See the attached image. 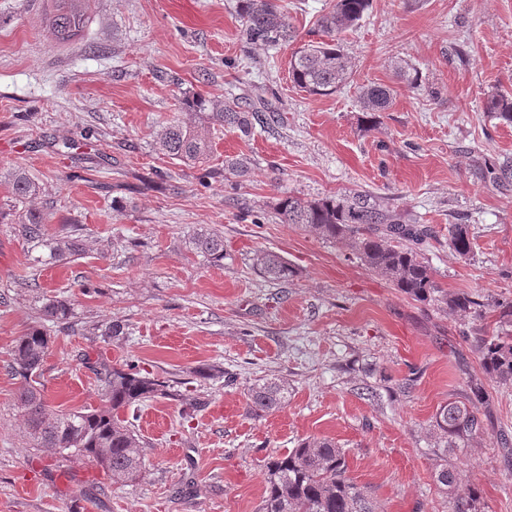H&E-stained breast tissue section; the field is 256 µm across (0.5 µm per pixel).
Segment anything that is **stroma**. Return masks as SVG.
<instances>
[{"mask_svg": "<svg viewBox=\"0 0 512 512\" xmlns=\"http://www.w3.org/2000/svg\"><path fill=\"white\" fill-rule=\"evenodd\" d=\"M328 3L282 0L299 43L321 40ZM241 25L234 0H93L83 35L60 44L42 0H0V173L20 166L42 182L50 234L82 248L46 261L0 223V512H257L267 462L313 437L348 449L376 512L450 510L433 480L434 415L481 375L460 317L392 288L351 246L281 223L274 205L370 191L432 229L426 258L445 291L512 299V179L499 176L512 170V124L483 110L492 91L512 90V0H372L343 43L351 79L329 96L293 87L291 47L244 48ZM373 83L394 103L371 130L359 91ZM249 90L269 102L268 126L221 129L196 167L157 152L163 126L191 119L183 93ZM241 157L251 164L238 177L224 162ZM452 224L468 225L469 258L449 246ZM202 230L223 237V262L187 250ZM260 250L295 276L265 279ZM51 297L72 317L50 328V408L105 407L94 369L125 361L203 403L189 420L160 396L124 411L145 444L138 481L58 466L25 443L7 366ZM114 319L123 338L90 334ZM258 379L287 390L261 417L244 393ZM485 394L484 434L448 464L479 488L477 512H512L497 442L512 436V386Z\"/></svg>", "mask_w": 512, "mask_h": 512, "instance_id": "35a3bbf8", "label": "stroma"}]
</instances>
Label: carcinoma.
<instances>
[{
  "instance_id": "carcinoma-1",
  "label": "carcinoma",
  "mask_w": 512,
  "mask_h": 512,
  "mask_svg": "<svg viewBox=\"0 0 512 512\" xmlns=\"http://www.w3.org/2000/svg\"><path fill=\"white\" fill-rule=\"evenodd\" d=\"M46 27L53 39L66 44L80 36L92 16L91 0H44ZM370 6V0H330L328 10L318 19L328 37L294 51L288 72L294 86L312 96H327L344 86L352 73L340 36L357 27ZM242 22L240 38L246 45L275 48L295 39V32L279 0H236ZM361 109L373 127L377 115L393 104V91L382 85L361 88ZM187 112L201 115L202 122L187 125L171 122L157 135V149L171 159L200 163L211 152L213 121L222 127L251 133L254 125L271 119L267 101L243 95L231 101L215 94L194 92L183 96ZM484 111L512 123V93L488 95ZM5 184L12 209L10 223L19 225L20 236L35 247L49 251V258L65 260L80 251L79 241L70 236L49 234L47 215L33 205L45 191L26 169L16 167ZM275 214L284 224H300L320 237L349 243L356 258L368 269L386 277L392 287L416 302L443 301L461 317L481 318L490 308L501 323L512 324V301L492 303L481 295H448L436 282L423 257L431 239L428 227L413 224L396 210L379 203L365 190L328 194L314 200L288 196L275 204ZM0 210V223L5 216ZM449 245L460 257L471 252L465 224L449 230ZM187 248L214 261L224 259V238L214 233H198L188 239ZM254 266L264 277L286 282L294 270L280 255L261 250ZM45 320L65 325L70 306L64 300L48 299L42 304ZM51 336L34 326L14 347L10 369L20 380L17 405L26 425L30 448L59 461L77 457L101 468L112 481L128 483L145 467L143 441L132 424L119 419L117 411L161 395L180 403L182 416L193 417L201 402L158 378L143 374L134 364L105 366L97 375L109 406L100 410H53L41 389V367L50 348ZM473 347L482 373L496 384H512V334L475 336ZM472 398L450 400L434 416V430L440 442L437 451L448 458V450H460L486 430L485 420L471 403L484 396L483 385L470 387ZM285 388L258 380L247 388L249 407L259 417L278 408L285 400ZM347 452L331 439L307 438L287 454L267 464L264 494L258 512H374L367 487L347 476ZM434 481L451 504V512H475L477 489L463 485L448 463L437 465Z\"/></svg>"
}]
</instances>
